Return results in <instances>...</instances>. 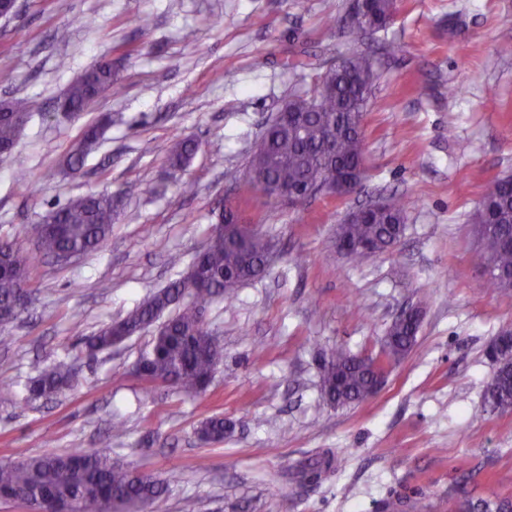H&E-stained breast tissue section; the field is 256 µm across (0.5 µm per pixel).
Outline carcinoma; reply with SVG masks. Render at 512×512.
<instances>
[{
	"instance_id": "obj_1",
	"label": "carcinoma",
	"mask_w": 512,
	"mask_h": 512,
	"mask_svg": "<svg viewBox=\"0 0 512 512\" xmlns=\"http://www.w3.org/2000/svg\"><path fill=\"white\" fill-rule=\"evenodd\" d=\"M397 10V0H363L357 18L344 30L355 46L342 62L320 74L323 87L310 95L288 99V118H275L255 143L248 170L264 181L288 187L302 186L314 194L333 193V186L353 169L365 164V135L361 129L377 79L372 56L360 49L374 35L387 29ZM114 74L103 63L63 94L69 112H81L112 88ZM0 145L13 147L30 115L24 99L0 100ZM109 117L102 115L82 132L68 163L72 170L99 141ZM198 144L180 140L168 150L169 165L181 169L189 163ZM119 200L110 193H90L68 200L35 225L38 251L46 256L97 249L112 233ZM483 245L486 283L491 288H512V181L498 179L486 190L481 204L468 216ZM404 224L403 206L393 199L367 218L340 224L336 234L353 260L388 251L399 239ZM216 242L190 262L204 276L203 287H186V276L155 292L125 318L102 326L86 343L88 355L108 351L131 336L147 330L166 311L163 332L153 336L150 349L139 359L145 381L166 384L188 396L206 391L222 358L214 336L205 328L199 308L215 297L233 298L238 288L261 275L275 245L266 236L238 223L233 206L219 214ZM34 293L31 257L13 241L0 240V307L19 305L24 310ZM418 324L405 317L394 321L381 348L387 361L404 358L414 347ZM500 359L484 392V405L500 413L512 412V332L499 333ZM320 394L331 406H346L372 397L381 381L368 361L343 347L320 355ZM76 383L75 371L65 362L41 368L24 385L27 399L49 398ZM228 429L222 417L202 422L198 433L207 442H222ZM167 491V481L136 473L112 453L90 448L53 449L18 462L0 464V495L16 493L34 504L78 503L84 512H143Z\"/></svg>"
}]
</instances>
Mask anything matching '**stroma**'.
Returning <instances> with one entry per match:
<instances>
[{
	"label": "stroma",
	"mask_w": 512,
	"mask_h": 512,
	"mask_svg": "<svg viewBox=\"0 0 512 512\" xmlns=\"http://www.w3.org/2000/svg\"><path fill=\"white\" fill-rule=\"evenodd\" d=\"M348 4L18 0L16 15L0 20V99L33 103L0 158V239L34 253L33 225L70 198L95 191L121 202L97 250L66 265L36 256L27 311L0 325V384L15 387L0 396V463L50 446L108 447L125 466L168 480L147 512H383L396 498L405 512H459L466 494L512 502V413L482 409L496 369L485 349L512 326V289L486 287L468 222L488 185L512 176V56L497 51L512 33V0H397L393 21L367 45L378 78L361 187L275 203L247 182L251 146L345 52ZM390 43L400 53L389 55ZM103 61L116 86L77 116L60 114L57 99ZM102 113L111 126L72 171V145ZM180 138L199 149L176 171L166 151ZM185 181L194 194L181 192ZM230 191L277 254L233 300L206 305L223 351L206 392L136 377L147 332L89 357V336L186 270ZM391 194L405 210L395 248L362 261L339 253L345 216ZM417 303V343L388 366L380 390L326 405L320 353L341 345L376 355L399 311ZM60 360L78 386L26 401L36 368ZM214 415L233 430L207 443L197 430ZM328 454L331 470L301 480Z\"/></svg>",
	"instance_id": "1"
}]
</instances>
